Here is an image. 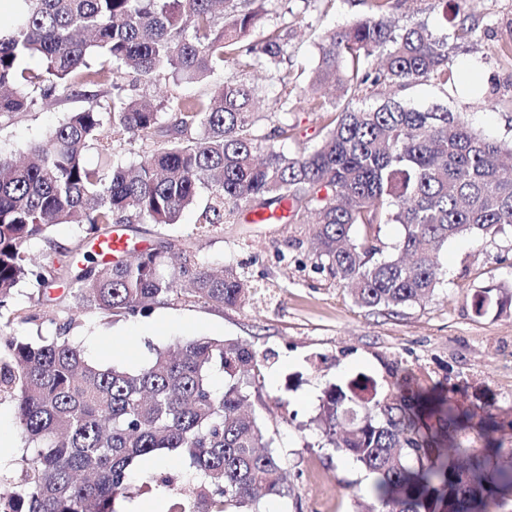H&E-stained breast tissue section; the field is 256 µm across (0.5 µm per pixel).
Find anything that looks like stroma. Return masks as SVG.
Instances as JSON below:
<instances>
[{"label":"stroma","instance_id":"1","mask_svg":"<svg viewBox=\"0 0 512 512\" xmlns=\"http://www.w3.org/2000/svg\"><path fill=\"white\" fill-rule=\"evenodd\" d=\"M267 13L254 38L264 30L286 28L285 53L277 67H258L250 79L264 90L265 102L278 97L279 75H296L292 96L298 104L288 119L295 138L284 143L292 153L314 145L328 116L308 111L303 101L307 75L318 63L322 35L347 26L367 11L360 0H268ZM468 12L474 26L465 39L455 36L457 18H444L442 0H395L391 16L397 26L427 23L447 36L456 70L466 82H421L396 91L379 87L369 105L397 96L404 104L426 110L436 106L460 113L479 134L512 143V0H471ZM80 101L60 100L37 105L0 121V153L18 155L40 140ZM207 194L185 210L172 225L129 224L124 235L136 249L159 248L187 255L200 265L241 267L254 294L245 304L215 308L186 305L171 299L145 315L112 321L82 309L64 285L39 295L21 285L13 308L31 315L17 333L52 336L66 317L77 322L72 332L93 362H122L138 369L151 360L155 348L175 346L196 336L225 337L251 345L261 372L252 387L257 415L269 425L288 477V495L264 501L262 512H356V501L370 480L349 456L322 447L312 423L324 390L358 374L376 378L384 365L401 362L422 383L445 382L464 388L477 411L496 414L504 429V447L512 448V308L479 317L470 295L489 285L512 286V231L494 240L474 243L467 238L449 241L440 255L445 280L430 298L396 312H371L354 303L347 289L328 273L315 271L304 250L288 242L304 230V223L254 224L249 215L232 223L200 226L197 222ZM92 240L74 224L51 228L48 240L35 242L30 257L36 266L65 253L82 262ZM287 260H280V253ZM172 475L175 485H160L157 475ZM184 464L165 460L143 462L132 481V497L118 498L116 512L131 505L176 502Z\"/></svg>","mask_w":512,"mask_h":512}]
</instances>
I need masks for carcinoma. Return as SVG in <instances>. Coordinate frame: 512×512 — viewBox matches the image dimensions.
<instances>
[{
  "label": "carcinoma",
  "mask_w": 512,
  "mask_h": 512,
  "mask_svg": "<svg viewBox=\"0 0 512 512\" xmlns=\"http://www.w3.org/2000/svg\"><path fill=\"white\" fill-rule=\"evenodd\" d=\"M0 24V119L37 102L78 99L82 107L31 143L17 163L0 153V310L17 287L63 283L85 310L112 317L143 315L171 297L184 304L235 306L246 279L226 265L214 273L184 260L176 288L166 251L136 260L88 254L73 272L60 258L32 269L31 241L57 224L100 234L112 224H174L197 202H211L202 224H224L247 210L284 205L315 216L304 238L315 269L345 285L371 311H395L432 295L445 271L448 241L482 243L512 229V164L505 147L475 133L444 107L421 111L388 98L353 108L382 85L461 77L448 38L424 22L398 27L391 0H362L366 15L322 39L309 77L311 112L332 114L311 149L284 152L292 139L289 77H281L277 119L263 123V99L243 74L275 66L285 38L274 28L251 35L266 0H13ZM36 59L38 66L26 62ZM231 64L235 73L206 98L175 94L158 108L127 92L172 77L204 81ZM149 142L138 165H114L118 149ZM99 163L84 160L89 147ZM398 224L386 247L372 230ZM471 306L482 316L512 307V289L486 287ZM73 321L51 337L0 332V394L14 406L24 436L13 470L0 473V512H115L129 494L136 464L163 455L194 468L192 506L171 512H260L259 496H288L274 438L252 410L248 376L258 354L231 339L192 337L177 349H155L139 369L91 362L69 336ZM224 371V390L210 383ZM321 447L353 458L373 477L371 498L357 512H494L512 501V448L490 438L496 421L455 397L427 389L416 374L385 364L377 380L358 375L329 387L313 418ZM474 433L480 449L458 438Z\"/></svg>",
  "instance_id": "1"
}]
</instances>
